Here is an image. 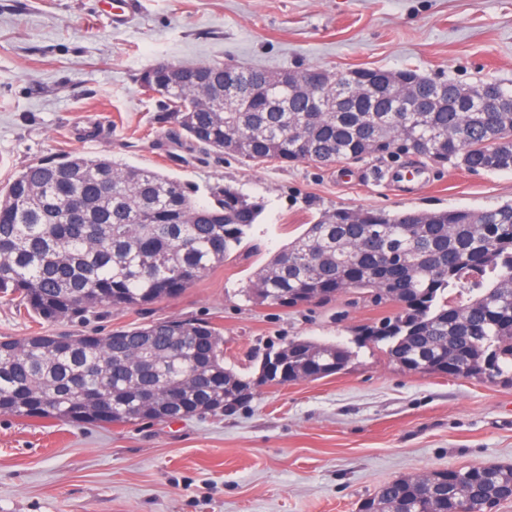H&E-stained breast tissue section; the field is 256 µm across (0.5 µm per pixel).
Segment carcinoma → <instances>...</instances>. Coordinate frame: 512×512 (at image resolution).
Instances as JSON below:
<instances>
[{
    "mask_svg": "<svg viewBox=\"0 0 512 512\" xmlns=\"http://www.w3.org/2000/svg\"><path fill=\"white\" fill-rule=\"evenodd\" d=\"M217 108L198 110L201 84L169 82L148 68L142 88L165 99L162 122L177 140L240 161L362 160L412 154L471 172L512 170V90L496 81L504 112L458 102L484 83H438L412 70L426 112H391L382 91L348 111H308L293 90L273 93L268 70L239 68V107L224 111V67L197 65ZM361 83L363 69L335 73ZM195 190L160 171L108 155L75 153L28 165L0 188V297L44 323L103 309L143 310L177 297L238 250L263 206L219 188ZM356 290L396 312L362 325L360 345L383 343L410 371L512 385V202L484 210L337 208L253 274L248 298L293 307ZM284 376L259 380L224 367V338L209 321L170 318L106 336L61 332L0 339V414L77 423L165 421L233 409L262 385L344 370L342 343L291 340ZM88 390L101 404L84 405ZM512 500V466L435 470L383 484L359 512H496Z\"/></svg>",
    "mask_w": 512,
    "mask_h": 512,
    "instance_id": "carcinoma-1",
    "label": "carcinoma"
}]
</instances>
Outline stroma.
I'll return each mask as SVG.
<instances>
[{
    "instance_id": "obj_1",
    "label": "stroma",
    "mask_w": 512,
    "mask_h": 512,
    "mask_svg": "<svg viewBox=\"0 0 512 512\" xmlns=\"http://www.w3.org/2000/svg\"><path fill=\"white\" fill-rule=\"evenodd\" d=\"M160 62L512 86V0H140L119 28L99 0H0V187L40 160L104 153L192 184L202 203L229 185L264 205L239 250L178 297L54 325L0 300V336L202 318L244 376L291 338L353 353L340 373L259 387L215 415L102 426L0 415V512H358L404 476L512 465V386L412 372L384 345L356 344L355 328L392 305L351 292L294 308L244 296L322 211L482 210L512 201V171L418 158V176L390 183V158L281 166L178 146L158 120L162 97L139 87Z\"/></svg>"
}]
</instances>
